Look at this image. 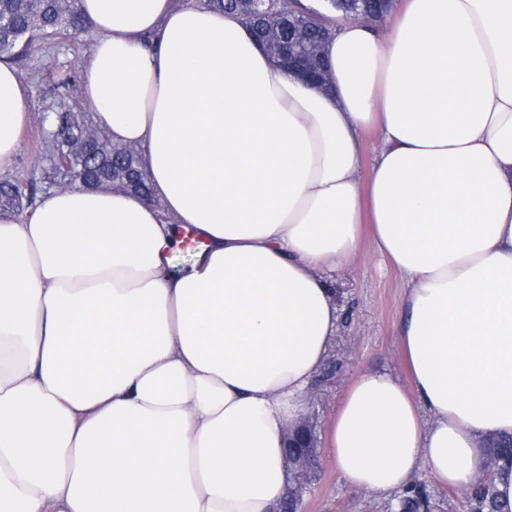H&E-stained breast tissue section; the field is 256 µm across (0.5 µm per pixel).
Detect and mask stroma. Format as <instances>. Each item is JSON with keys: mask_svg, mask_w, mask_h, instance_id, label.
Returning <instances> with one entry per match:
<instances>
[{"mask_svg": "<svg viewBox=\"0 0 512 512\" xmlns=\"http://www.w3.org/2000/svg\"><path fill=\"white\" fill-rule=\"evenodd\" d=\"M95 33L78 40L41 43L19 64L17 71L27 89L32 120L25 130L7 179L45 195L58 187L52 162L43 150L46 124L42 112L55 100L54 81L59 72L80 75L81 63L90 56ZM333 286L339 311V329L331 359L316 380L307 414L315 430L339 409L346 390L361 372L376 369L402 374V357L396 342L401 320L400 279L363 242L352 262L335 275ZM394 497L371 494L342 479L328 455H320L303 496L300 512H395Z\"/></svg>", "mask_w": 512, "mask_h": 512, "instance_id": "1", "label": "stroma"}]
</instances>
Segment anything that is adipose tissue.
I'll use <instances>...</instances> for the list:
<instances>
[{
	"label": "adipose tissue",
	"mask_w": 512,
	"mask_h": 512,
	"mask_svg": "<svg viewBox=\"0 0 512 512\" xmlns=\"http://www.w3.org/2000/svg\"><path fill=\"white\" fill-rule=\"evenodd\" d=\"M81 6V98L152 196L0 213V512H277L366 236L402 279L406 374L351 382L332 461L372 493L483 480L512 434V0H405L383 36L334 18L326 92L234 14ZM31 117L0 62V173Z\"/></svg>",
	"instance_id": "1"
}]
</instances>
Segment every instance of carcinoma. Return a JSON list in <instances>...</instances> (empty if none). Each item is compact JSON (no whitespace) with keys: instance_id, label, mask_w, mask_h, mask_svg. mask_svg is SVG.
<instances>
[{"instance_id":"1","label":"carcinoma","mask_w":512,"mask_h":512,"mask_svg":"<svg viewBox=\"0 0 512 512\" xmlns=\"http://www.w3.org/2000/svg\"><path fill=\"white\" fill-rule=\"evenodd\" d=\"M81 0H0V61L16 63L23 60L40 42L54 38H76L91 29L82 13ZM205 9L236 13L245 22L264 28V20L252 15L244 0H198ZM382 0H351L338 8L346 17L353 11L375 10ZM267 12L278 16L268 32V40L288 39V14H297L306 6L300 0H270ZM45 152L54 163V173H67L75 183L91 180L97 185L133 190L149 196L146 177L139 168L135 150L112 154V139L96 128L83 108L71 105L58 115L56 129L46 132ZM35 201V193H25L12 181H0V208L21 211ZM491 455L496 462L512 467V435L493 441ZM304 485L288 487L283 500L284 512H297L302 503ZM467 512H512L503 507L495 494L492 479L487 478L467 492ZM398 512H430V501L424 487L415 484L403 492Z\"/></svg>"}]
</instances>
